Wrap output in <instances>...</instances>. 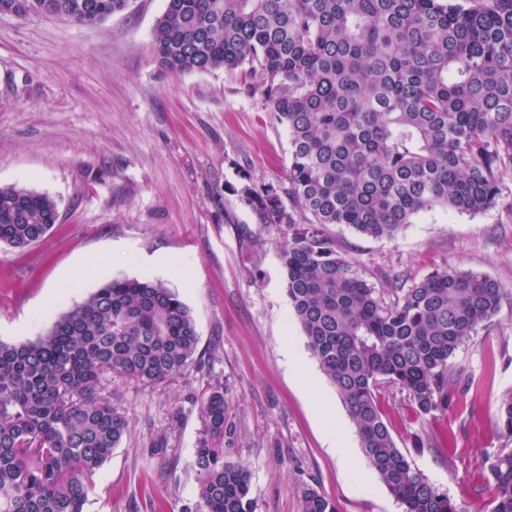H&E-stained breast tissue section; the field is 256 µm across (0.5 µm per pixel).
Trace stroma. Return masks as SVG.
<instances>
[{"mask_svg":"<svg viewBox=\"0 0 512 512\" xmlns=\"http://www.w3.org/2000/svg\"><path fill=\"white\" fill-rule=\"evenodd\" d=\"M166 0H129L105 21L0 16V185L51 196L59 220L40 242L0 245V341L45 335L102 286L74 279L91 259L114 278L149 276L189 308L197 352L178 376L146 385L104 381L129 430L91 478L85 512H201L195 450L201 399L224 390L235 435L230 458L251 475L255 512H301L304 487L338 512H402L363 456L335 388L308 350L286 293L274 230L237 190L283 182L290 146L239 72L161 71L153 28ZM374 286L437 268L473 270L504 295L491 321L460 349L466 390L456 407L420 417L406 392L377 398L398 447L459 512H488L485 460L512 441L497 426L512 389V175L478 213L421 214L396 238L330 228ZM59 293L47 304L50 293ZM302 353L305 375L285 357ZM428 434L432 447L418 448ZM347 438L340 461L331 442Z\"/></svg>","mask_w":512,"mask_h":512,"instance_id":"35a3bbf8","label":"stroma"}]
</instances>
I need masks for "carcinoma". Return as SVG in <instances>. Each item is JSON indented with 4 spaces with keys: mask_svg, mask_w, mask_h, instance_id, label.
Returning a JSON list of instances; mask_svg holds the SVG:
<instances>
[{
    "mask_svg": "<svg viewBox=\"0 0 512 512\" xmlns=\"http://www.w3.org/2000/svg\"><path fill=\"white\" fill-rule=\"evenodd\" d=\"M128 0H0V15L95 24ZM153 54L172 74L241 71L291 147L287 185H243L282 237L286 291L308 348L360 448L403 512H458L397 446L377 401L406 392L420 416L458 401L457 351L498 312L500 284L448 267L377 288L328 226L393 239L422 212L491 208L512 170V0H168ZM56 201L0 186V244L24 249L57 223ZM199 336L187 306L148 278H116L44 336L0 342V512H83L90 478L127 433L105 379L182 373ZM202 512H255L250 475L224 459V390L200 407ZM498 426L512 438V391ZM490 512H512V449L486 461ZM302 512H337L313 488Z\"/></svg>",
    "mask_w": 512,
    "mask_h": 512,
    "instance_id": "carcinoma-1",
    "label": "carcinoma"
}]
</instances>
